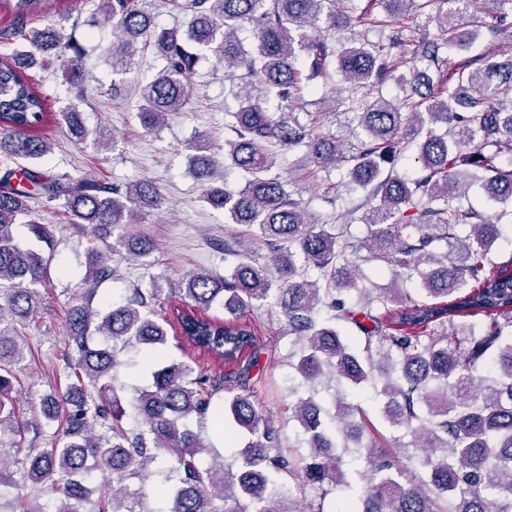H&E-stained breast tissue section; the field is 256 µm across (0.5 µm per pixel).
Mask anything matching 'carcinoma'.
<instances>
[{"label":"carcinoma","mask_w":512,"mask_h":512,"mask_svg":"<svg viewBox=\"0 0 512 512\" xmlns=\"http://www.w3.org/2000/svg\"><path fill=\"white\" fill-rule=\"evenodd\" d=\"M392 2L398 8L385 20L361 17L391 29L387 43L349 37L338 49L332 40L352 29L355 0H190L182 32L157 28L142 0H102L112 67H127L142 38L165 60L141 90L147 129L182 110L199 52L224 60L237 102L224 158L249 179L236 193L217 185L223 166L203 144L192 147L189 170L206 202L243 230L224 240L229 265L222 275L196 272L169 289L165 277L153 276L149 288L102 310L87 302L70 309L74 380L39 408L46 421L63 419L67 427L59 446L19 448L10 461L0 455V490H18L13 512H141L142 491L126 481L148 478L153 466L162 467L158 512H320L293 505L285 475L324 496L343 489L340 512H512V261L491 258L501 225L512 223V168L500 164L503 150L512 152V51L489 43L468 56L483 32L495 38L512 29V0H483L482 15L476 0H442L447 8L428 16L417 38L407 34L406 15L437 0ZM41 5L12 3L24 51L0 60V152L26 163L0 176V434L19 437L25 425L14 417L12 393L24 344L16 324L39 308L49 262L16 241L27 200H62L73 223L93 228L104 246L89 251L93 281L109 276L111 253L153 252V243L127 226L142 206L162 200L148 180L122 188L35 170L52 143L37 133L45 99L24 70L59 61L70 83L90 81L77 43L53 28L24 27ZM246 24L253 28L249 47L238 37ZM332 62L346 83L391 82L398 91L391 100H351L352 121L365 136L349 154L323 131L320 113L301 124L270 109L272 101L304 100ZM58 121L79 141L90 135L74 109L58 113ZM302 144L308 169L346 165L341 185L363 195L365 238L353 239L346 224L332 233L308 223L286 183L270 176L281 152ZM411 146L416 167L406 178L397 166ZM475 180L499 212L485 216L460 203ZM363 250L396 268L394 285L375 291L361 283L354 258ZM174 294L183 309L170 318L165 305ZM272 298L294 336L300 380L288 393L296 398L293 418L306 436L305 454L284 449L278 427L251 396L229 387L232 374L212 380L165 355L168 328L176 324L202 353L237 364L256 345L238 315ZM215 305L230 318L209 316ZM478 315L485 317L478 326L462 322ZM342 323L359 331L355 346L342 340ZM129 348L150 350L145 373L152 382L128 398L112 371ZM487 360L489 375L476 377ZM365 385L382 396L381 417L412 437L411 447L397 452L419 481L402 483L399 461L387 455L372 454L366 469L343 468L344 457L363 448L364 425L355 420L349 389ZM130 410L141 425L133 434L121 428ZM212 412L230 438L245 435L248 442L233 463L203 469L198 458L206 448L191 422ZM96 422L105 433H95ZM95 471L112 472V483H101L93 499L86 480ZM29 485L49 497L24 496Z\"/></svg>","instance_id":"1"}]
</instances>
